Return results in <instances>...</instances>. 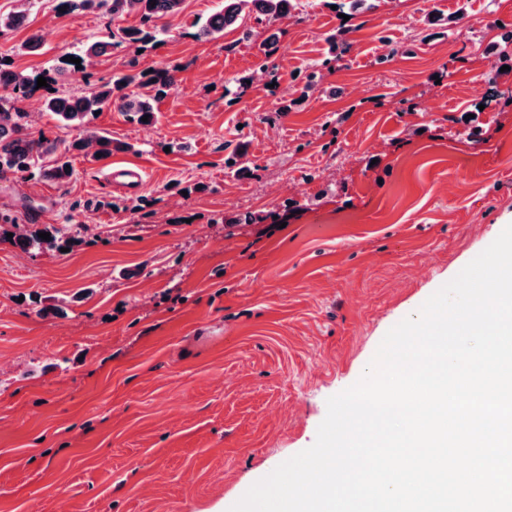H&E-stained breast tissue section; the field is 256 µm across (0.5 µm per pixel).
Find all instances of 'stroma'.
<instances>
[{
    "label": "stroma",
    "instance_id": "stroma-1",
    "mask_svg": "<svg viewBox=\"0 0 512 512\" xmlns=\"http://www.w3.org/2000/svg\"><path fill=\"white\" fill-rule=\"evenodd\" d=\"M58 3L0 0L27 13L0 57L38 75L140 23ZM221 3L184 0L157 41L61 84L174 71L151 123L92 120L111 155L68 151L63 183L48 158L0 176V512H229L512 224V0H298L195 40ZM47 92L28 130L67 148ZM116 163L138 192L112 189ZM42 231L56 245L19 241ZM144 171L139 167L113 166L106 174L114 187L137 191L143 184Z\"/></svg>",
    "mask_w": 512,
    "mask_h": 512
}]
</instances>
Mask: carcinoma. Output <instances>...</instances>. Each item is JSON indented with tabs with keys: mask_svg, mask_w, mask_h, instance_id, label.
<instances>
[{
	"mask_svg": "<svg viewBox=\"0 0 512 512\" xmlns=\"http://www.w3.org/2000/svg\"><path fill=\"white\" fill-rule=\"evenodd\" d=\"M296 0H224L220 10L209 15L198 27L194 37L214 39L223 35L224 29L240 19L243 8L251 6L261 17L274 19L292 14ZM183 0H60V6L68 11L94 10L102 7L112 15L136 11L141 15L142 26L120 29L121 41L146 44L156 38L152 23L178 13ZM108 43L94 41L85 45L73 57L86 61L106 52ZM37 80L11 68L0 58V176L10 173L23 178L37 159L56 152L57 145L44 137L35 138L27 132L22 102L34 89ZM176 84V78L168 71L156 72L146 81H139L130 74L112 76V80L89 92L79 94H54L44 98L43 108L53 119L74 129H84L95 112L112 105L133 120L149 116L155 118L157 98ZM105 156L112 152V139L95 131L73 140L69 151H83L91 145Z\"/></svg>",
	"mask_w": 512,
	"mask_h": 512,
	"instance_id": "obj_1",
	"label": "carcinoma"
}]
</instances>
